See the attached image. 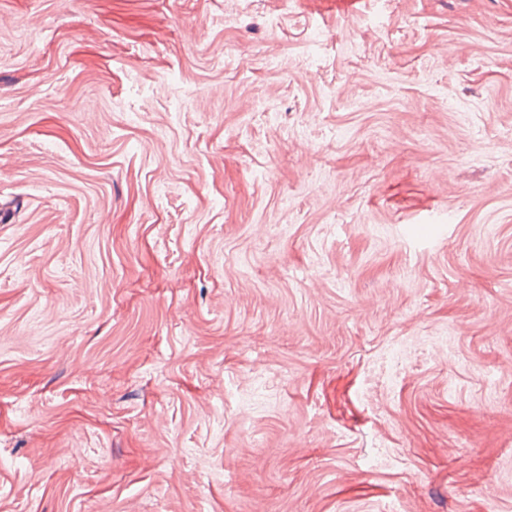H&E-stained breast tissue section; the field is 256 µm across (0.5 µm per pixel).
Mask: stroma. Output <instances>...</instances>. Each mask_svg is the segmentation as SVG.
Listing matches in <instances>:
<instances>
[{"mask_svg":"<svg viewBox=\"0 0 512 512\" xmlns=\"http://www.w3.org/2000/svg\"><path fill=\"white\" fill-rule=\"evenodd\" d=\"M0 512H512V0H0Z\"/></svg>","mask_w":512,"mask_h":512,"instance_id":"35a3bbf8","label":"stroma"}]
</instances>
